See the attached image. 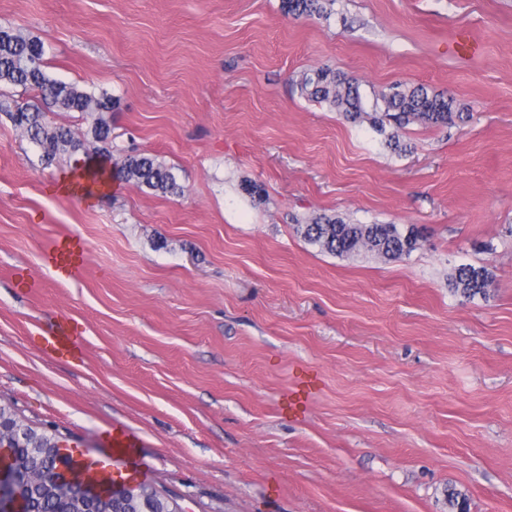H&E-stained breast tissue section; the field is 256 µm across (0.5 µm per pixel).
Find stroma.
<instances>
[{
  "mask_svg": "<svg viewBox=\"0 0 512 512\" xmlns=\"http://www.w3.org/2000/svg\"><path fill=\"white\" fill-rule=\"evenodd\" d=\"M335 8L0 0L51 77L119 98L111 159L150 153L182 187L62 192L78 170L0 116V405L94 458L128 434L133 479L184 512H449L451 487L512 512V0ZM325 66L469 117L409 125L394 153L301 94ZM322 213L419 245L322 253L295 230ZM63 236L87 248L75 279L43 260ZM462 265L492 272L490 297L452 291ZM63 320L79 357L40 345ZM337 0H282V11L294 19L315 17L329 19Z\"/></svg>",
  "mask_w": 512,
  "mask_h": 512,
  "instance_id": "1",
  "label": "stroma"
}]
</instances>
